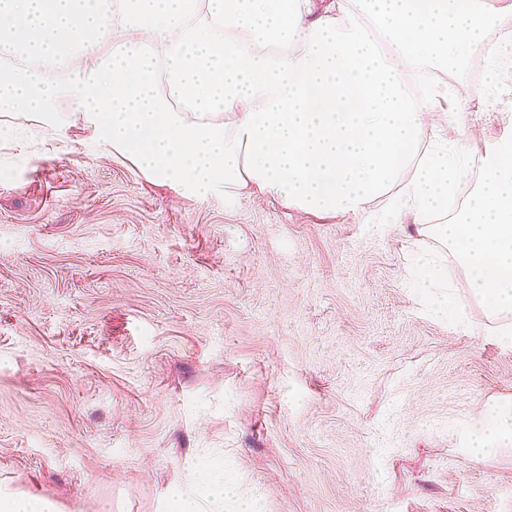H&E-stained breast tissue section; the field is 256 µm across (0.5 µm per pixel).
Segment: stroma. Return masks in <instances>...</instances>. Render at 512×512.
Segmentation results:
<instances>
[{
  "instance_id": "stroma-1",
  "label": "stroma",
  "mask_w": 512,
  "mask_h": 512,
  "mask_svg": "<svg viewBox=\"0 0 512 512\" xmlns=\"http://www.w3.org/2000/svg\"><path fill=\"white\" fill-rule=\"evenodd\" d=\"M482 49L445 75L451 136L512 132ZM0 122V490L59 512H170L223 468L224 512H512V448L463 424L512 401V347L447 256L463 321L409 286L415 234L263 194L187 197L102 154L66 98Z\"/></svg>"
}]
</instances>
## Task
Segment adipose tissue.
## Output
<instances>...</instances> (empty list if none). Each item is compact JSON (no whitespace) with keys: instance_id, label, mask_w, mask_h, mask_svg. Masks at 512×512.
I'll list each match as a JSON object with an SVG mask.
<instances>
[{"instance_id":"obj_1","label":"adipose tissue","mask_w":512,"mask_h":512,"mask_svg":"<svg viewBox=\"0 0 512 512\" xmlns=\"http://www.w3.org/2000/svg\"><path fill=\"white\" fill-rule=\"evenodd\" d=\"M495 20L485 0H0V114L68 98L102 152L197 197L256 190L322 218L388 197L393 223L447 245L499 322L512 314V138L448 219L470 155L436 77L482 46L493 87L512 88V30L485 42ZM37 58L69 60V80L46 81ZM511 447L512 403L485 404L467 450Z\"/></svg>"}]
</instances>
